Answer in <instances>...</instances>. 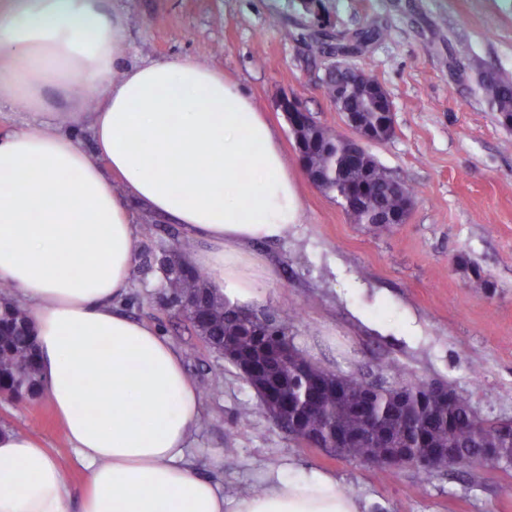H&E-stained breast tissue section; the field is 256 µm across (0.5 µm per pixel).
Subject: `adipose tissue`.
<instances>
[{"label":"adipose tissue","instance_id":"ef3b65f1","mask_svg":"<svg viewBox=\"0 0 512 512\" xmlns=\"http://www.w3.org/2000/svg\"><path fill=\"white\" fill-rule=\"evenodd\" d=\"M124 32L118 0H0V107L34 118L0 134V279L87 472L72 503L43 442L0 429V512H365L327 471L282 466L229 500L196 475L197 383L170 339L119 309L138 240L129 202L182 225L184 262L247 309L273 277L254 246L293 232L297 185L239 85L190 58L122 65ZM69 119L93 151L62 131Z\"/></svg>","mask_w":512,"mask_h":512}]
</instances>
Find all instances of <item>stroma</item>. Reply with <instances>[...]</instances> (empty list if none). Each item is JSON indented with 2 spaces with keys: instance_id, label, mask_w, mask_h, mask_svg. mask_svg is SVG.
I'll list each match as a JSON object with an SVG mask.
<instances>
[{
  "instance_id": "1",
  "label": "stroma",
  "mask_w": 512,
  "mask_h": 512,
  "mask_svg": "<svg viewBox=\"0 0 512 512\" xmlns=\"http://www.w3.org/2000/svg\"><path fill=\"white\" fill-rule=\"evenodd\" d=\"M127 62L186 57L223 70L280 134L296 177L299 222L261 245L274 269L260 310L288 324L295 346L327 370L371 382L415 377L448 385L484 420L512 418V126L479 86L481 72L512 79V0H122ZM327 27L338 45L363 29L382 38L346 55L394 103L393 136L366 149L415 193L407 223L379 231L354 223L313 185L296 151L282 96L321 125L349 130L324 93L327 59L308 35ZM140 228L131 288L121 309L180 347L187 372L212 383L191 448L203 477L234 497L261 487L288 461L334 472L367 512H512V469L473 463L380 477L361 460L295 442L262 410L238 371L191 336L167 306L159 269L145 268L181 238L179 225L134 206ZM488 285L474 288L475 276ZM0 427L41 438L73 496L87 475L41 395L0 398Z\"/></svg>"
}]
</instances>
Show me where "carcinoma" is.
I'll list each match as a JSON object with an SVG mask.
<instances>
[{"label":"carcinoma","instance_id":"1","mask_svg":"<svg viewBox=\"0 0 512 512\" xmlns=\"http://www.w3.org/2000/svg\"><path fill=\"white\" fill-rule=\"evenodd\" d=\"M311 48L320 57L338 52L326 34L315 35ZM340 82L344 83V98L338 102L339 109L358 112L366 122H373L376 104L356 84L347 81L345 73H329L325 82L328 98H336V84ZM480 87L501 123L512 126V80L490 72L480 77ZM304 138L320 142V148L310 156V163L328 176L321 190L337 198L345 193L346 183L361 178V170L347 168L344 139L335 130L311 123L304 131ZM366 167L372 189L358 216L362 223L373 220L378 213L397 211L403 204L401 194L391 188L388 172L370 154L366 156ZM159 269L167 302L175 306L195 335L211 346L217 348L227 339L249 350L253 337L263 336L268 348L273 349L289 339L288 323L278 319L260 322L253 316L255 310L229 306L223 297L210 290L200 271L182 263L171 267L166 255L159 260ZM10 294L11 286L0 282V379L8 387L14 373L22 371L26 377L23 391L26 397L34 394L39 386L34 342L27 313L10 299ZM262 363L269 383L285 381L281 389L283 398H306L312 405L308 425L292 434L300 444H308L314 432L325 437L336 429L352 437L343 454L359 459L383 455L387 448L400 445L410 433L426 441L425 446L419 448L421 452L427 448H455L468 455L476 448H494L501 456L512 455V419L476 423L462 396L450 397L446 403H432L423 390L425 382L420 379H405L397 387L414 397H423L424 403L412 400L396 413L392 388H384L376 395L374 421L369 427L355 411L362 392L360 379L340 376L314 364L295 346L288 357V367H283L270 353Z\"/></svg>","mask_w":512,"mask_h":512}]
</instances>
